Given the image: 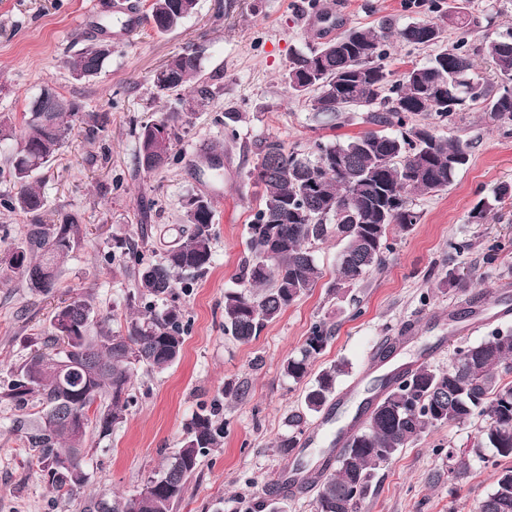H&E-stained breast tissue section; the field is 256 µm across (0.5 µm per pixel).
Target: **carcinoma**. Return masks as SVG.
<instances>
[{"mask_svg":"<svg viewBox=\"0 0 512 512\" xmlns=\"http://www.w3.org/2000/svg\"><path fill=\"white\" fill-rule=\"evenodd\" d=\"M196 7L197 0H151L148 19L154 30L166 33L193 15ZM442 33V24L421 19L392 36L407 45L431 46L441 41ZM389 36L386 31L351 28L289 59L285 83L293 96L306 98L315 117L361 110L373 128L345 141L316 140L305 153L290 151L272 137L256 144L247 178L263 189L262 204L248 225V255L236 287L224 291V333L243 344L259 336L323 277L313 245L331 238L341 243L338 278L329 292H344L345 285L385 264L392 225L407 228L418 223L412 197L445 190L469 164V143L448 138L430 124H413L414 116L425 113L444 123L467 103L481 100L493 121L512 126V92L504 86L512 84L511 31L484 43V53L500 79L494 93L474 75L463 39L393 77L384 64ZM109 45L95 39L84 47L70 61L72 74L82 79L100 73L112 57ZM201 72L202 51L186 49L157 68L152 82L163 95H179L194 82L201 105L211 95ZM81 120L75 103L43 88L30 111L23 113L22 128L0 122V143L19 140L8 159L7 177L14 192L0 195L1 208L34 215L44 210L46 200L34 174L57 156ZM182 122L181 113L166 112L140 126L141 170L155 172L171 162ZM394 126L399 127L397 134L383 132ZM507 196H512V186H500L493 198L478 201L471 219L485 220ZM183 208L188 234L166 246L160 261L145 264L138 244H121L140 266L137 294L144 300V318L127 321L123 334L96 320L84 299L58 306L50 320V344L33 354L17 379L0 392L1 400L19 407L38 398L42 410L19 422V427L30 447L38 449L36 467L63 495L76 494L86 481L81 460L87 432L106 437L124 422L138 369L163 370L180 357L184 315L176 305L158 310L154 301L206 273L214 240L212 201L201 205L191 195ZM78 224V216L68 215L60 224L33 225L14 251L21 259L16 272L25 277L28 288L45 292L55 287L59 260L72 248ZM60 323L66 325L68 336L60 335ZM331 338L325 323H314L298 351L283 360L282 376L296 385L304 383L312 361ZM501 366L512 368V332L496 331L457 348L446 370L422 365L396 383L378 380L381 394L369 399V416L349 438L336 467L329 473L319 468V460L334 452V438L329 446L316 449V462L299 460L300 468L314 476L315 512H356L371 491L377 468L426 430L448 423L484 418L487 426L477 447L512 458V385L500 383ZM347 369L348 364L339 361L305 387L303 408L286 418L287 432L277 442L283 457L296 454L307 416L326 407ZM224 428L225 422L211 413L195 414L183 444L157 476L133 498H112V507L105 512H173L201 457L224 438ZM477 512H512V467L498 472Z\"/></svg>","mask_w":512,"mask_h":512,"instance_id":"1","label":"carcinoma"}]
</instances>
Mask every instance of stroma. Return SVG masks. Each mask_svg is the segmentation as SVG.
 <instances>
[{
	"instance_id": "stroma-1",
	"label": "stroma",
	"mask_w": 512,
	"mask_h": 512,
	"mask_svg": "<svg viewBox=\"0 0 512 512\" xmlns=\"http://www.w3.org/2000/svg\"><path fill=\"white\" fill-rule=\"evenodd\" d=\"M90 0H0V118L21 122L34 97L50 86L82 112H104L95 130L76 125L56 158L36 177L44 193V223L79 214V231L61 260L57 285L49 293L30 291L11 272L8 258L33 222L22 212H0V390L15 379L27 359L43 348L52 313L62 301L81 297L104 319L124 330L140 307L132 260L115 249L135 241L145 257L159 260L178 236L183 203L191 194L212 199L216 236L206 274L176 289L173 302L188 322L182 356L161 372L139 370L135 399L124 422L107 437L88 433L82 466L84 486L59 496L35 465L18 420L38 410L0 401V512H99L110 493L130 498L165 465L185 438L193 414L206 410L224 419L219 447L203 457L173 512H244L250 502L275 496L273 485L288 467L277 448L285 417L301 404L302 386L281 375L283 359L295 352L318 321L334 335L313 362L318 373L339 360L350 363L341 377L340 401L355 411L365 386L397 366L417 360L447 368L457 346L495 331H512V318L495 317L492 303L475 305V294H493L512 284V197L481 223L471 222L476 202L503 184L512 185V126L492 123L482 103L469 104L439 132L470 142L472 155L444 191L414 197L417 224L391 227L392 246L384 266L350 286L345 297L329 295L340 245L320 243L315 256L324 276L251 342L224 333V291L247 256V226L261 194L247 179L254 144L272 136L296 150L312 141L347 140L367 128L361 112H343L331 123L316 122L305 101L289 94L282 75L292 53L316 46L308 19L328 11L336 33L350 28L396 30L428 17L423 0H199L194 15L175 30L159 33L143 25L118 44L106 68L92 80L76 79L69 61L89 38L102 37L101 15L78 18ZM444 10L466 5L475 73L490 90L499 79L484 57L485 40L512 30V0H440ZM446 32L440 46L413 47L391 41L386 63L394 73L422 64L438 48L458 39ZM190 45L203 53L202 78L211 86L204 105L185 114L177 156L150 174L137 165L140 125L180 110L158 94L154 70ZM240 113L234 136L224 115ZM220 152L224 178H211L209 149ZM150 221H142V211ZM465 288H446L448 273ZM480 322L463 336L458 329ZM245 382L242 400L224 396V383ZM484 418L450 424L422 434L376 472L371 493L358 512H474L507 459L477 449ZM469 463L461 478L448 470V454Z\"/></svg>"
}]
</instances>
